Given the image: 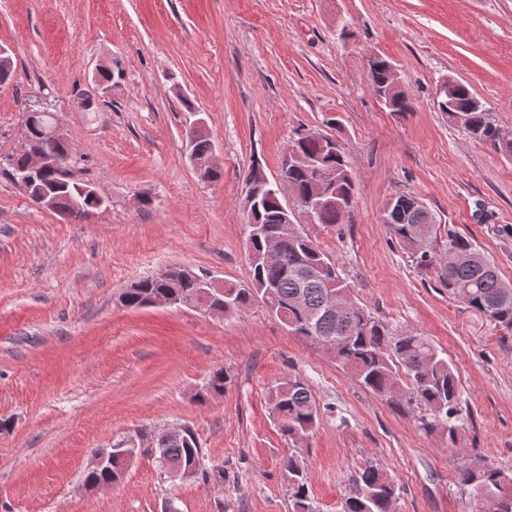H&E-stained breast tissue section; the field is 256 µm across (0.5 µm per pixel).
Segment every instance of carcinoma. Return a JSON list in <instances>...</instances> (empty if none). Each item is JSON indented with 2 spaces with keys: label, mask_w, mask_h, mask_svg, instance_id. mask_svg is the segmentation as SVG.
<instances>
[{
  "label": "carcinoma",
  "mask_w": 512,
  "mask_h": 512,
  "mask_svg": "<svg viewBox=\"0 0 512 512\" xmlns=\"http://www.w3.org/2000/svg\"><path fill=\"white\" fill-rule=\"evenodd\" d=\"M387 58L368 61L373 93L392 112L414 109L408 96L387 95L392 82ZM438 107L469 138L495 151L512 156V139H501V126L493 113L464 82L454 81L438 95ZM197 156L211 159L214 141L187 132ZM306 158H316L321 168L336 172V204L316 214V223L329 227L352 221L355 185L352 166L343 148L327 151L322 140L301 133L291 141ZM288 179L293 200L290 211L278 196L267 191L263 170L250 167L245 177L246 194L259 197L260 207L246 213L247 227L263 230L260 236H248L247 262L251 286L224 287V313H236L254 300H261L288 326L289 331L310 344L322 347L349 371L359 386L386 402L409 413L414 408L425 411L421 417L425 432L448 436V444L457 446L466 424L472 421L468 407L462 405L457 372L440 356L428 337L412 329L394 330L353 299L342 271L304 231L295 236L281 232L284 215L302 208L321 191L316 170L304 165L281 168ZM83 184L65 181L56 174L37 178L24 187L27 195L51 192L58 199L56 211L80 217L99 208V200L82 194ZM383 216L391 239L410 254L411 262L422 271L433 272L448 288V294L468 308L484 314L490 321L512 331V284L502 280L494 262L467 238L450 230L444 252L435 250L440 225L434 212L416 195L398 193L386 200ZM278 240L276 259L266 257L267 239ZM306 264L319 269L310 280L296 275L295 268ZM203 274L184 267H173L157 276L139 279L124 293L126 307H145L157 293L197 297L202 291ZM351 299V308L333 312L328 309L330 296ZM224 369L215 370L202 387L201 399L224 394ZM268 403L281 435L293 442L316 427L320 408L311 387L294 377L269 388ZM161 468L195 464L204 460L196 432L183 427L180 438L170 439L154 449ZM291 491L292 512H316L309 495L304 459L293 454L283 460ZM126 471V460L112 452L110 464L85 474L84 484L97 487L109 481L119 482ZM457 481L468 490L473 512H512V469L463 460L457 467ZM399 495L394 481L378 466L367 464L352 478V490L341 502V512H395Z\"/></svg>",
  "instance_id": "1"
}]
</instances>
